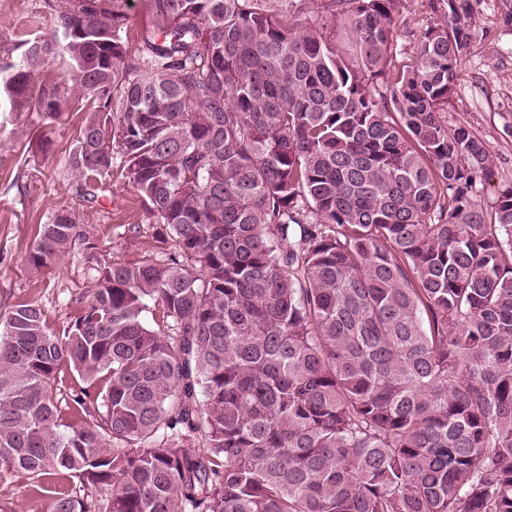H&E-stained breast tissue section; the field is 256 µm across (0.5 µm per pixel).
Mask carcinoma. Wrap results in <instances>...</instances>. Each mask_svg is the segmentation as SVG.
Returning a JSON list of instances; mask_svg holds the SVG:
<instances>
[{
	"label": "carcinoma",
	"instance_id": "obj_1",
	"mask_svg": "<svg viewBox=\"0 0 512 512\" xmlns=\"http://www.w3.org/2000/svg\"><path fill=\"white\" fill-rule=\"evenodd\" d=\"M128 2L43 0L54 38L0 69L14 108L81 115L85 203L120 178L154 222L120 261L68 206L39 225L29 268L79 248L90 288L61 330L3 321L0 483L49 512H512V186L478 202L490 151L446 112L478 0H427L400 67L407 0H143L138 32Z\"/></svg>",
	"mask_w": 512,
	"mask_h": 512
}]
</instances>
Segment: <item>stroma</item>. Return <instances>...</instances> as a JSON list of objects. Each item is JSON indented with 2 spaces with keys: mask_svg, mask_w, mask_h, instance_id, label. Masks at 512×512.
I'll use <instances>...</instances> for the list:
<instances>
[{
  "mask_svg": "<svg viewBox=\"0 0 512 512\" xmlns=\"http://www.w3.org/2000/svg\"><path fill=\"white\" fill-rule=\"evenodd\" d=\"M502 0H480L477 33L448 101L449 122L469 125L494 158L493 174L480 188L479 200L491 206L498 190L512 184V26L503 25ZM52 38L51 21L42 14V0H0V64L18 61L22 35ZM76 117L44 119L34 112H16L0 97V316L25 298L38 299L49 322L67 325L76 311L71 298L88 288L81 252L56 264L47 277L29 271L25 257L39 224L58 206L73 208L90 239L109 259H130L137 248L118 236L119 224H147L144 207L131 185L112 181L99 205L89 206L77 184L64 171V158L75 139ZM47 137L49 155L29 151V142Z\"/></svg>",
  "mask_w": 512,
  "mask_h": 512,
  "instance_id": "35a3bbf8",
  "label": "stroma"
}]
</instances>
